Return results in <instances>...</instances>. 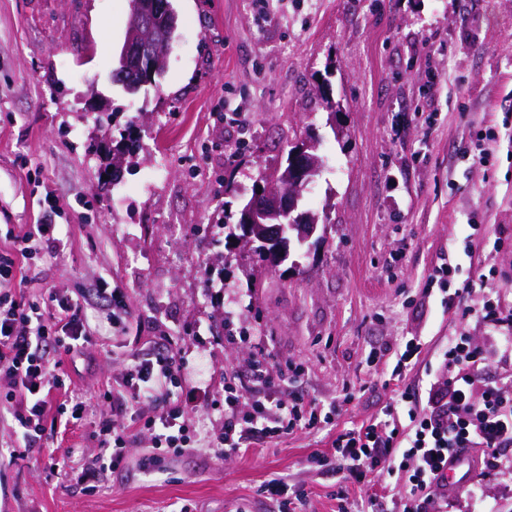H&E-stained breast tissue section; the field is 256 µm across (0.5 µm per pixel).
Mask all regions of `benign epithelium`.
Listing matches in <instances>:
<instances>
[{
  "instance_id": "1",
  "label": "benign epithelium",
  "mask_w": 512,
  "mask_h": 512,
  "mask_svg": "<svg viewBox=\"0 0 512 512\" xmlns=\"http://www.w3.org/2000/svg\"><path fill=\"white\" fill-rule=\"evenodd\" d=\"M313 142L305 139L296 144L288 157L286 177L290 189L283 193L276 184L269 183L255 192L245 210V235L241 240L248 245L259 241L264 245V256L277 266L288 256V241L282 239L281 218L294 215V227L299 237L307 242L318 230L314 218L298 211L295 189L310 182L318 171V161L309 153Z\"/></svg>"
}]
</instances>
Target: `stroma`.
<instances>
[{
    "mask_svg": "<svg viewBox=\"0 0 512 512\" xmlns=\"http://www.w3.org/2000/svg\"><path fill=\"white\" fill-rule=\"evenodd\" d=\"M172 4L165 72L129 95L111 80L129 0H0V250L50 216L67 245L23 261L25 301L74 299L101 279L125 295L119 326L106 309L88 311L92 334L82 351L53 352L57 374L103 406L131 352L178 351L199 448L169 452L164 471L146 475L153 442L136 430L92 491L81 471L63 477L51 462L97 453L98 414L32 448L0 418V512H281L264 489L277 476L304 490L295 512H336L339 490L361 492L308 456L402 389L369 352L419 336L429 360L454 331L490 344L477 313L488 273L512 306V251L494 246L512 237V0H272L265 18L253 0ZM104 109L112 140L141 131L113 195L100 189L107 156L88 149L105 134ZM308 126L322 171L300 207L326 217V234L273 269L228 242L224 221L281 159L284 138ZM488 132L482 163L476 137ZM241 139L245 151L230 156L225 144ZM448 262L453 287L470 289L468 317L424 289ZM259 356L277 381L300 365L291 389L305 400L353 399L322 431L250 439L246 454L218 457L224 372H248ZM447 512H512V447Z\"/></svg>",
    "mask_w": 512,
    "mask_h": 512,
    "instance_id": "35a3bbf8",
    "label": "stroma"
}]
</instances>
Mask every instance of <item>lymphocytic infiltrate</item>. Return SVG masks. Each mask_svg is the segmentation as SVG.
Returning <instances> with one entry per match:
<instances>
[{
  "mask_svg": "<svg viewBox=\"0 0 512 512\" xmlns=\"http://www.w3.org/2000/svg\"><path fill=\"white\" fill-rule=\"evenodd\" d=\"M17 280L14 257L0 254V376L12 387L6 413L25 447L50 437L57 430L81 421L90 406L74 393L66 405L52 406L51 392L65 382L54 375L50 353L74 350L87 342L91 327L86 307L108 304L124 307V292L99 283L82 289L77 299L53 305L14 300ZM494 326L493 345H472L468 336L448 339L437 362L422 364L420 338H404L396 351L390 378L404 382L395 403L381 415L337 434L330 453H312L310 462L335 459L344 480L366 486L369 474L401 480L403 492L392 512H443L448 499V459L461 448H480L486 466H493L499 451L512 446V375L504 381H486L483 370L495 352H512V313L484 302L479 311ZM424 365L426 385L406 384L417 365ZM180 359L170 350L131 356L112 389V414L99 422L97 454L85 461L87 480H96L119 461L132 442L123 423L134 413L150 432L155 451L142 458L140 468L162 470L169 451L192 449L184 423L183 392L178 380ZM224 436L219 451L241 452L246 439H278L296 431H313L338 416L343 404L305 400L277 391L263 360H255L249 379L235 370L224 372Z\"/></svg>",
  "mask_w": 512,
  "mask_h": 512,
  "instance_id": "f902f5d3",
  "label": "lymphocytic infiltrate"
}]
</instances>
